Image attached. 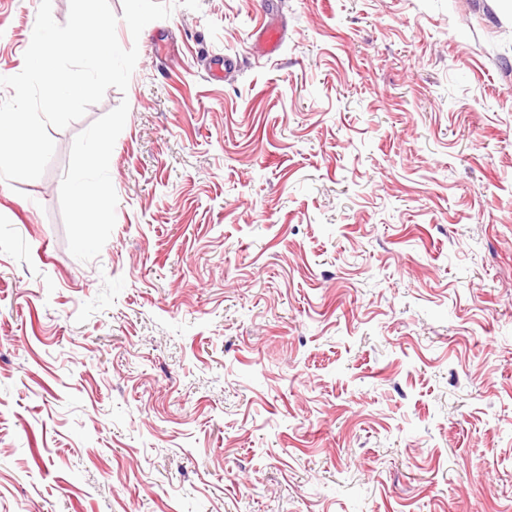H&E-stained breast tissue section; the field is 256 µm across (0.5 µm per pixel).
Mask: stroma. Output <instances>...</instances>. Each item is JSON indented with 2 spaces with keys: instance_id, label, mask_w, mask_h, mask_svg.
Listing matches in <instances>:
<instances>
[{
  "instance_id": "1",
  "label": "stroma",
  "mask_w": 512,
  "mask_h": 512,
  "mask_svg": "<svg viewBox=\"0 0 512 512\" xmlns=\"http://www.w3.org/2000/svg\"><path fill=\"white\" fill-rule=\"evenodd\" d=\"M39 2L0 0V76ZM117 37L127 91L0 181V512H512V0H200ZM123 101L82 262L61 180Z\"/></svg>"
}]
</instances>
